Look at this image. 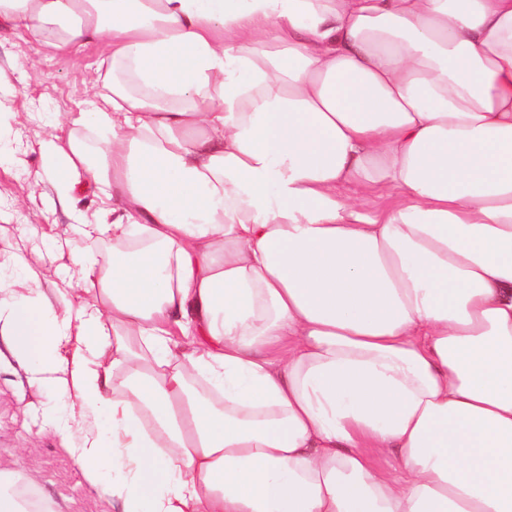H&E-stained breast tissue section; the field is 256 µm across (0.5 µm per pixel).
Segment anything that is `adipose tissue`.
<instances>
[{
	"instance_id": "adipose-tissue-1",
	"label": "adipose tissue",
	"mask_w": 512,
	"mask_h": 512,
	"mask_svg": "<svg viewBox=\"0 0 512 512\" xmlns=\"http://www.w3.org/2000/svg\"><path fill=\"white\" fill-rule=\"evenodd\" d=\"M0 21L110 45L43 151L112 252L75 258L58 315L40 267L0 284V347L105 418L70 451L114 512H512V0H0ZM349 185L391 202L365 215ZM0 512L60 510L0 469Z\"/></svg>"
}]
</instances>
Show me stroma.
I'll return each instance as SVG.
<instances>
[{
  "label": "stroma",
  "instance_id": "35a3bbf8",
  "mask_svg": "<svg viewBox=\"0 0 512 512\" xmlns=\"http://www.w3.org/2000/svg\"><path fill=\"white\" fill-rule=\"evenodd\" d=\"M106 42L76 52L47 49L23 29L0 28V69L12 88L0 97V260L21 256L42 267L44 291L65 287L71 256L87 242L60 206L42 143L58 123L92 93L91 77ZM71 419L70 405L53 391L31 387L10 356L0 359V467L34 475L63 512H113L86 479L69 440L46 416Z\"/></svg>",
  "mask_w": 512,
  "mask_h": 512
}]
</instances>
